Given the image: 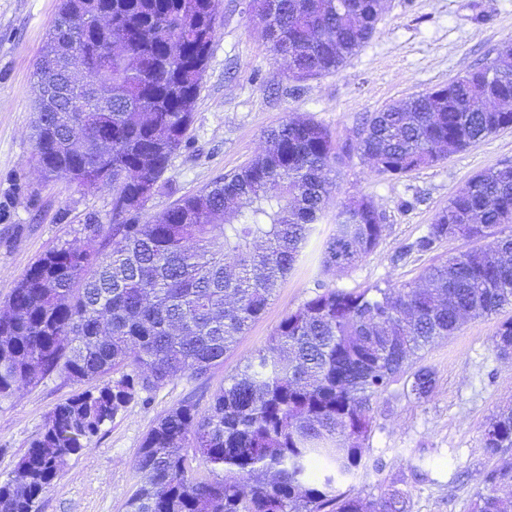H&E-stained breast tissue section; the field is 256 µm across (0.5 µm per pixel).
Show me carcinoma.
<instances>
[{
  "label": "carcinoma",
  "instance_id": "obj_1",
  "mask_svg": "<svg viewBox=\"0 0 512 512\" xmlns=\"http://www.w3.org/2000/svg\"><path fill=\"white\" fill-rule=\"evenodd\" d=\"M292 77L336 72L375 34L383 0H251ZM214 0H61L35 70L32 138L47 178L112 189V224L86 242L41 255L0 310V398L58 372L86 388L58 404L44 432L0 482V512H38L67 460L143 393L180 376L208 377L264 311L297 262L330 197L328 174L352 152L400 176L512 127V39L489 63L402 104L363 118L339 147L311 119L289 118L265 134L242 169L216 178L157 219H138L185 143L215 33ZM55 64H73L102 96L65 94L39 111ZM512 164L485 169L455 194L415 244L448 238L478 246L427 268L424 284L347 290L322 287L279 322L268 346L213 393L205 410L183 400L161 416L134 461L143 481L127 512H409L394 488L372 501L336 485L366 468L373 401L403 382L420 402L431 368L412 357L468 317L512 306ZM385 228L368 199L336 212L322 266L349 269ZM493 345L512 357V319ZM112 373V383L94 381ZM482 448L512 452V412L486 424ZM210 474L200 479L193 463ZM473 512H512V467L484 475Z\"/></svg>",
  "mask_w": 512,
  "mask_h": 512
}]
</instances>
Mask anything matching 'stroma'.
Wrapping results in <instances>:
<instances>
[{
    "label": "stroma",
    "mask_w": 512,
    "mask_h": 512,
    "mask_svg": "<svg viewBox=\"0 0 512 512\" xmlns=\"http://www.w3.org/2000/svg\"><path fill=\"white\" fill-rule=\"evenodd\" d=\"M60 0H0V306L42 254L81 238L87 224H111L112 193L64 176L45 179L30 137L35 63ZM512 37V0H386L374 36L338 71L305 81L290 77L286 59L264 39L248 0H217L216 34L186 144L171 158L158 189L139 213L154 220L183 197L247 165L264 134L282 121L306 117L334 142L354 140L364 115L377 112L483 66ZM512 163V129L501 130L432 166L400 177L379 173L350 155L337 164L330 205L299 261L280 282L265 311L239 338L207 380L178 378L151 398L135 399L73 456L43 495L40 512H125L139 477L133 463L156 420L186 397L207 408L225 380L264 348L276 326L314 296L319 286L358 289L412 282L434 263L472 249L448 239L429 252L414 243L436 215L478 172ZM374 202L385 231L376 249L354 267L324 271L322 246L336 211L352 199ZM404 260H397L398 252ZM512 308L467 320L423 353L435 373L428 399L406 396L401 385L373 402L368 470L353 486L378 498L408 491L410 512H472L487 470L502 464L484 453L487 420L512 407V362L499 358L492 337ZM76 386L54 374L0 400V481L14 476L53 408ZM426 478L415 481V470Z\"/></svg>",
    "instance_id": "obj_1"
}]
</instances>
